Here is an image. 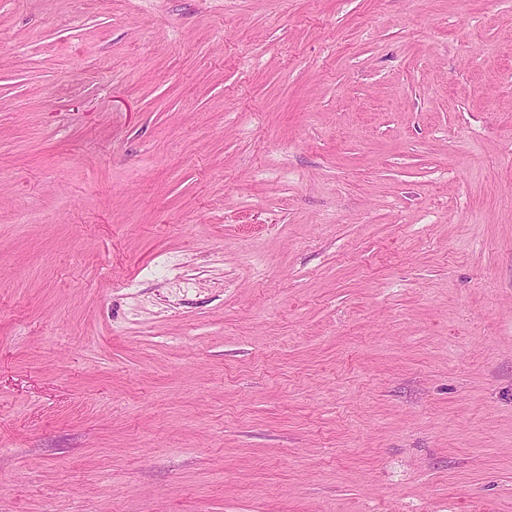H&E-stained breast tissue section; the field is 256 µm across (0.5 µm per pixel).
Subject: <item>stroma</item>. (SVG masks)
<instances>
[{
  "mask_svg": "<svg viewBox=\"0 0 512 512\" xmlns=\"http://www.w3.org/2000/svg\"><path fill=\"white\" fill-rule=\"evenodd\" d=\"M0 512H512V0H0Z\"/></svg>",
  "mask_w": 512,
  "mask_h": 512,
  "instance_id": "1",
  "label": "stroma"
}]
</instances>
